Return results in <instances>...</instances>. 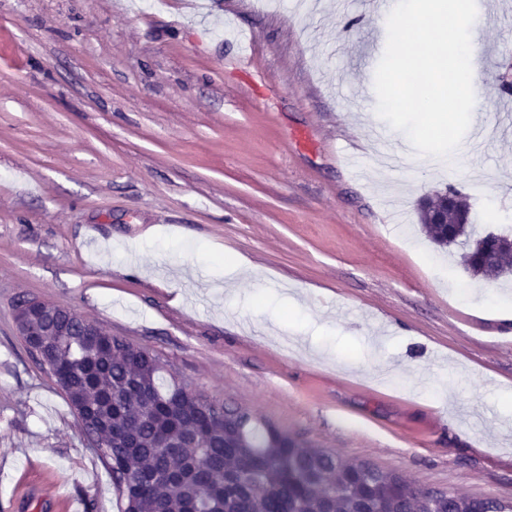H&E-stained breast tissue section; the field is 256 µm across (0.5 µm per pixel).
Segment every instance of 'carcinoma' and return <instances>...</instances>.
Returning a JSON list of instances; mask_svg holds the SVG:
<instances>
[{"label":"carcinoma","mask_w":512,"mask_h":512,"mask_svg":"<svg viewBox=\"0 0 512 512\" xmlns=\"http://www.w3.org/2000/svg\"><path fill=\"white\" fill-rule=\"evenodd\" d=\"M447 203L448 224H431L434 201ZM420 221L440 246L465 238L470 276L512 274V239L471 237L470 206L455 190L420 204ZM55 336H24L36 364L84 410L80 434L112 476L122 512H427L425 490L403 492L373 481L330 452L306 448L271 426L243 435L224 419V403L204 413L201 398L166 378L161 359L134 354L63 307ZM490 499L448 494L445 512H487Z\"/></svg>","instance_id":"carcinoma-1"}]
</instances>
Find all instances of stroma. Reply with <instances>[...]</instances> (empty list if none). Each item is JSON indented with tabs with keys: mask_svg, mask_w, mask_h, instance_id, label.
I'll return each instance as SVG.
<instances>
[{
	"mask_svg": "<svg viewBox=\"0 0 512 512\" xmlns=\"http://www.w3.org/2000/svg\"><path fill=\"white\" fill-rule=\"evenodd\" d=\"M0 0V512H120L19 295L61 303L300 444L512 498V274L428 239L456 188L512 236V0H469L459 165L376 113L381 0Z\"/></svg>",
	"mask_w": 512,
	"mask_h": 512,
	"instance_id": "stroma-1",
	"label": "stroma"
}]
</instances>
